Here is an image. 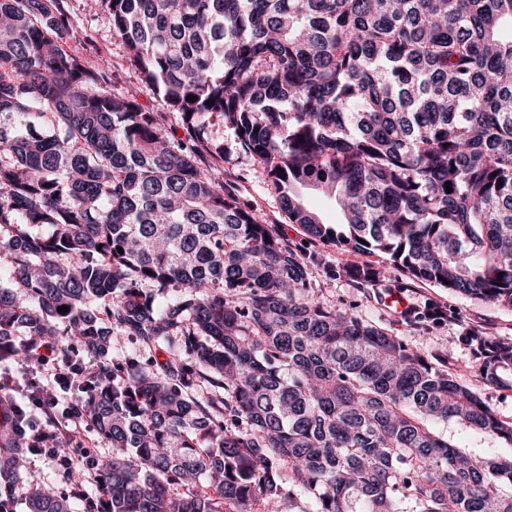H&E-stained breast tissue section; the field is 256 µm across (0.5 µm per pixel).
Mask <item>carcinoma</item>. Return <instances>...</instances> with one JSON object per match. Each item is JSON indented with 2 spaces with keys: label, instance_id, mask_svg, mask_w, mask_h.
<instances>
[{
  "label": "carcinoma",
  "instance_id": "cac0c4a2",
  "mask_svg": "<svg viewBox=\"0 0 512 512\" xmlns=\"http://www.w3.org/2000/svg\"><path fill=\"white\" fill-rule=\"evenodd\" d=\"M92 2L189 139L64 49L58 0H0V362H26L21 331L83 349L112 445L101 512H512V457L437 430L512 443V421L448 357L317 301L304 260L197 159L224 158L218 118L307 236L512 307V0ZM114 333L164 360L109 364ZM463 342L512 391V343ZM23 454L0 475L37 487ZM302 198L304 202L317 210L325 222L336 223L340 221L339 212L336 209L334 202L327 197L317 193L312 189H302ZM439 428L450 442L463 448L478 460L512 456V445L502 439L476 433L452 421L441 424Z\"/></svg>",
  "mask_w": 512,
  "mask_h": 512
}]
</instances>
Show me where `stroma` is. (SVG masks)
I'll use <instances>...</instances> for the list:
<instances>
[{
    "label": "stroma",
    "instance_id": "1",
    "mask_svg": "<svg viewBox=\"0 0 512 512\" xmlns=\"http://www.w3.org/2000/svg\"><path fill=\"white\" fill-rule=\"evenodd\" d=\"M61 7L66 22L87 34L84 40L68 42V49L89 65L96 64L102 57L109 59L113 93L135 98L152 108L159 113L166 129L174 131L178 138H185L179 114L167 108L128 64L126 49L122 41L113 36L109 17L89 9L88 0H63ZM212 131L224 142V156L216 159L208 152H200L203 168L226 187L234 189L241 203L253 210L263 223L269 224L280 241L308 263L311 292L324 305L351 311L425 352L451 353L454 361L462 365L470 358L468 348L461 341L468 328L480 326L494 338L512 341V308L487 304L445 288L411 281L401 267L384 265V278L376 288H360L350 273L351 268L367 263L380 264V257L347 254L333 245L310 240L299 226L287 222L263 164L237 149L233 129L218 120L214 122ZM395 291L407 296L411 305L409 315L397 313L394 306L387 304V296ZM432 303L453 311V319L441 325L427 322L423 312ZM440 431L450 442L476 459L512 456V444L455 422L442 424Z\"/></svg>",
    "mask_w": 512,
    "mask_h": 512
}]
</instances>
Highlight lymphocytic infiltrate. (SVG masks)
Returning a JSON list of instances; mask_svg holds the SVG:
<instances>
[{"instance_id": "lymphocytic-infiltrate-1", "label": "lymphocytic infiltrate", "mask_w": 512, "mask_h": 512, "mask_svg": "<svg viewBox=\"0 0 512 512\" xmlns=\"http://www.w3.org/2000/svg\"><path fill=\"white\" fill-rule=\"evenodd\" d=\"M24 344L30 355L22 380L0 372V408L7 411L10 437H25L30 454L57 471L82 465L87 484L97 485L106 458L78 412V399L70 395L86 370L83 358L75 349L60 358L53 343L34 337Z\"/></svg>"}]
</instances>
